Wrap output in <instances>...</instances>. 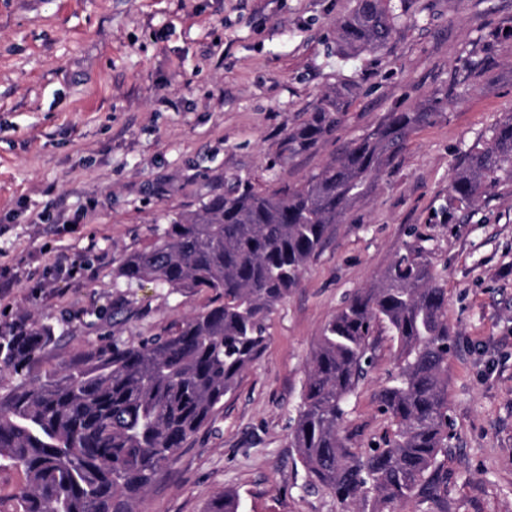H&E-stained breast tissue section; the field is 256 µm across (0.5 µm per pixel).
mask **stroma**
I'll return each instance as SVG.
<instances>
[{
	"mask_svg": "<svg viewBox=\"0 0 512 512\" xmlns=\"http://www.w3.org/2000/svg\"><path fill=\"white\" fill-rule=\"evenodd\" d=\"M387 50L344 58L336 24L354 0H0V331L51 324L41 378L115 341L166 335L215 305L209 290L118 277L154 226L199 210L227 181L295 187L390 112L454 88L313 258L267 322L268 347L159 473L137 512H340L309 486L290 423L323 325L426 240L458 334L448 359L452 437L437 499L404 512H512V182L448 216V185L512 113V0H392ZM348 82L334 135L280 159L285 134ZM387 331L351 399L365 450L390 434L379 393L396 363Z\"/></svg>",
	"mask_w": 512,
	"mask_h": 512,
	"instance_id": "1",
	"label": "stroma"
}]
</instances>
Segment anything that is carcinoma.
<instances>
[{
    "label": "carcinoma",
    "instance_id": "obj_1",
    "mask_svg": "<svg viewBox=\"0 0 512 512\" xmlns=\"http://www.w3.org/2000/svg\"><path fill=\"white\" fill-rule=\"evenodd\" d=\"M395 19L391 0H354L338 24L339 49H387ZM354 96L346 83L324 95L284 137L281 157L330 138ZM447 103L444 92L388 113L298 187L259 190L237 179L198 212L155 229L150 247L124 256L117 276L207 288L219 298L167 335L114 342L42 382L35 364L53 340L52 326L32 320L0 332V372L20 377L0 395V463L26 477L17 512H135L162 466L212 421L260 359L268 316L300 285L336 225ZM502 181H512V116L455 169L448 206L471 205ZM380 329L398 342L395 370L380 392L395 429L359 452L343 423ZM455 344L432 249L411 245L321 330L288 440L308 483L332 493L344 512H401L421 486L434 496L450 429L448 358ZM238 509L239 499L226 493L210 512Z\"/></svg>",
    "mask_w": 512,
    "mask_h": 512
}]
</instances>
